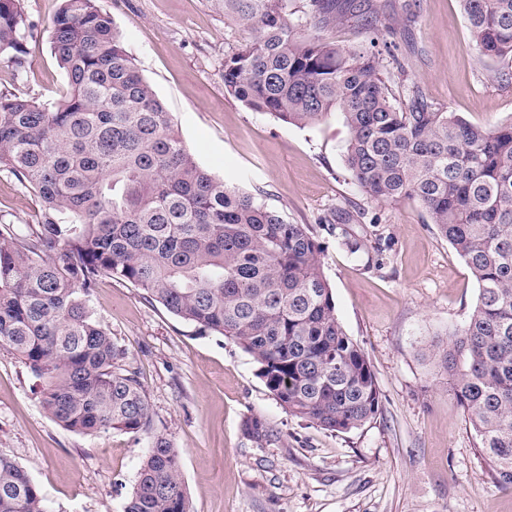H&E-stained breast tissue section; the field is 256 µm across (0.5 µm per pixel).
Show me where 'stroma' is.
<instances>
[{"instance_id": "obj_1", "label": "stroma", "mask_w": 512, "mask_h": 512, "mask_svg": "<svg viewBox=\"0 0 512 512\" xmlns=\"http://www.w3.org/2000/svg\"><path fill=\"white\" fill-rule=\"evenodd\" d=\"M152 84L196 160L321 243L336 316L367 356L381 394L377 416L338 434L289 415L232 340L203 334L101 278L96 320L125 351L151 405L153 428L177 448L191 512H512V486L478 456L466 413L448 394L428 347L463 324L478 298L469 268L414 200L367 197L348 173L339 118L299 128L227 94L224 56L249 39L214 0H96ZM61 0H24L36 28L25 66L0 63V93L55 101L67 91L51 50ZM392 86L416 76L440 110L486 127L512 118V59L481 54L458 0H386ZM356 224H328L338 209ZM40 200L0 172V225L35 223ZM362 248L350 253L346 239ZM258 418L266 443L245 433ZM144 436L68 431L44 410L36 378L0 346V455L16 460L50 512H123Z\"/></svg>"}]
</instances>
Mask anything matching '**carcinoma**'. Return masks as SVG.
I'll return each mask as SVG.
<instances>
[{"mask_svg":"<svg viewBox=\"0 0 512 512\" xmlns=\"http://www.w3.org/2000/svg\"><path fill=\"white\" fill-rule=\"evenodd\" d=\"M490 58L512 57V0H458ZM253 34L224 55L225 91L296 127L333 114L344 161L369 197L411 198L478 284L468 320L435 346L448 392L478 451L512 485V120L494 128L442 112L417 82L393 92L380 63L379 9L353 0H216ZM369 31L343 48L307 31ZM34 27L23 0H0V61L21 68ZM51 44L66 94L0 93V171L40 199L36 223L0 231V343L41 381L44 409L66 429L146 436L124 512H190L179 453L152 426L124 351L93 318L109 276L142 289L200 332L232 339L289 415L349 433L379 411L367 356L344 331L306 224L202 168L95 0H62ZM257 442L261 420L246 422ZM0 512H49L28 473L0 455Z\"/></svg>","mask_w":512,"mask_h":512,"instance_id":"cac0c4a2","label":"carcinoma"}]
</instances>
